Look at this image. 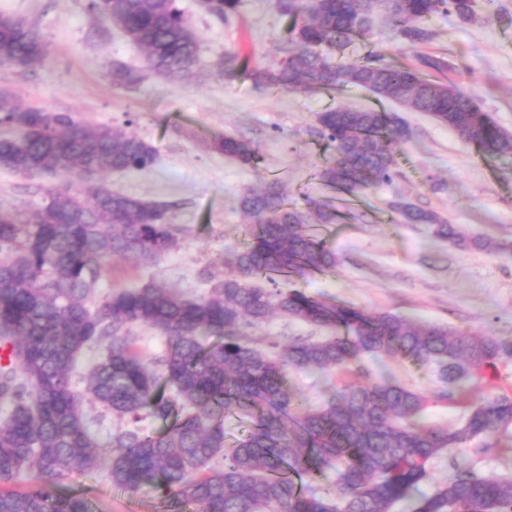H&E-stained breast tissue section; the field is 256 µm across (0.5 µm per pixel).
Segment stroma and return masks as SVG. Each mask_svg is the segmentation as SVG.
Returning a JSON list of instances; mask_svg holds the SVG:
<instances>
[{
    "label": "stroma",
    "instance_id": "35a3bbf8",
    "mask_svg": "<svg viewBox=\"0 0 512 512\" xmlns=\"http://www.w3.org/2000/svg\"><path fill=\"white\" fill-rule=\"evenodd\" d=\"M178 6L200 37V75L170 82L145 73L143 50L95 14L90 0H0V12L33 24L47 45L42 63L0 64V90L24 106L128 126L152 143L158 159L151 169L108 172L100 181L113 191L169 206L172 223L184 230L178 247L158 263L112 259L95 284L97 298L153 281L186 295L205 293L200 271L222 276L226 247L243 239L246 219L236 195L260 179H278L295 207L314 198L342 214L336 223L316 227L338 253L339 264L293 278L291 288L368 312L512 340V258L455 249L433 239L426 225L399 223L390 207L392 201H406L469 234L512 241V156L479 154L428 114L408 112L411 140L399 150V177L376 189L338 193L318 177L336 151L320 135L317 113L339 105L393 112L396 104L353 85L307 92L256 88L253 67L282 59L290 36L293 20L282 14L278 0H240L237 13L224 21L205 12L200 0H178ZM475 11L469 23L452 14L432 16L427 22L432 39L417 45L376 21L367 38L349 44L342 56L360 59L381 48L399 65L419 66L425 56L439 59L442 69L427 70V77L475 90L483 110L512 132V0H475ZM233 53L242 62L228 76L215 63ZM116 64L141 74V82L114 86ZM217 134L255 145L259 166H243L211 150ZM54 185L50 178L0 168V207L29 212ZM366 364L372 377L423 391L431 387L427 372L410 362L370 357ZM452 462L487 476H510L512 448L484 453L472 443L451 451L431 462L434 481L447 478ZM56 492L83 498L90 512L165 508L154 485L124 492L112 486L104 468L72 474Z\"/></svg>",
    "mask_w": 512,
    "mask_h": 512
}]
</instances>
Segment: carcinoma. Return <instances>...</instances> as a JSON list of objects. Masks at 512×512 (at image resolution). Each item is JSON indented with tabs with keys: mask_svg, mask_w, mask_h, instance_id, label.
I'll use <instances>...</instances> for the list:
<instances>
[{
	"mask_svg": "<svg viewBox=\"0 0 512 512\" xmlns=\"http://www.w3.org/2000/svg\"><path fill=\"white\" fill-rule=\"evenodd\" d=\"M240 0H203L218 19L234 15ZM287 15L302 17L291 30L286 56L253 70L260 88L317 90L351 84L425 112L481 154L512 155V133L483 111L475 93L395 65L379 51L338 66L329 54L371 29L385 14L410 44L431 38L424 22L435 13L475 19L473 0H280ZM91 8L145 53L146 69L180 80L198 64L199 36L176 0H91ZM46 45L25 21L0 13V62L27 68L42 61ZM141 81L115 66L112 82ZM321 136L336 158L319 172L327 185L354 194L392 182L397 148L411 139L395 112L336 106L317 116ZM0 167L23 176L48 175L66 183L25 216L0 207V485L33 474L25 491L0 490V512H88L85 500L52 488L74 472L99 468L88 412L101 407L126 421L112 434V486L134 492L154 482L174 512H512V478H490L452 465L448 478L426 493L429 463L479 441L486 452L512 441V395L482 390L484 370L512 361V341L470 336L447 324L420 323L393 313H368L329 303L276 278L334 269L339 258L312 231L336 214L315 199L308 211L287 202L278 179L236 197L250 218L246 241L228 250L221 279L202 273L208 293L189 297L163 282L120 290L91 302L94 285L114 256L162 260L179 243L164 205L124 195L87 177L147 170L156 148L123 126L92 125L77 113L22 107L0 94ZM212 148L246 166L258 149L231 136ZM403 224H427L432 237L459 249L511 257L512 243L474 237L432 211L392 205ZM277 314L325 327L328 336L286 343L252 337ZM135 325L165 338L164 354L150 363L135 350ZM105 344V356L74 384L81 352ZM367 356L408 361L432 370L434 389L415 390L371 381ZM345 373L356 381L327 391L325 402L304 405L288 383L290 371ZM482 392L478 400L466 396ZM466 400L463 419L448 428L423 422L431 402ZM241 415L250 433L226 441L224 417ZM148 416L162 431L139 426ZM325 482L307 494L306 481Z\"/></svg>",
	"mask_w": 512,
	"mask_h": 512,
	"instance_id": "cac0c4a2",
	"label": "carcinoma"
}]
</instances>
